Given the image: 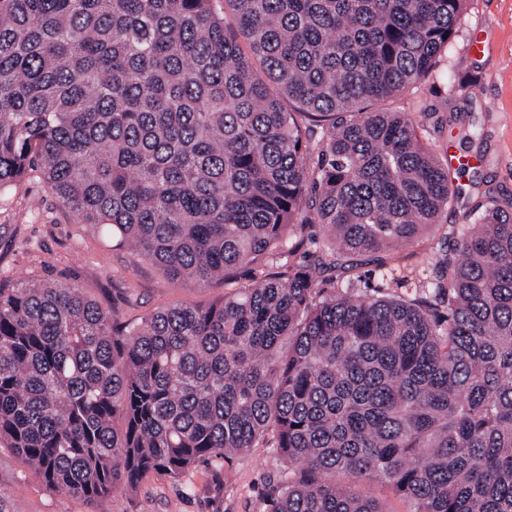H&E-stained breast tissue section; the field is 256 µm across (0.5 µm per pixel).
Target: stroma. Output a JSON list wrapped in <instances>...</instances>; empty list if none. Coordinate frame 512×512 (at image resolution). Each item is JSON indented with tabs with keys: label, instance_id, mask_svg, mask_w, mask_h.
<instances>
[{
	"label": "stroma",
	"instance_id": "35a3bbf8",
	"mask_svg": "<svg viewBox=\"0 0 512 512\" xmlns=\"http://www.w3.org/2000/svg\"><path fill=\"white\" fill-rule=\"evenodd\" d=\"M476 39L483 43L478 54L468 50ZM457 81L476 83L478 96L452 91ZM390 106L433 113L424 142L438 155L453 151L468 158L461 179L467 195L420 238L362 257L343 274V282L360 295L387 283L412 291L429 271L430 244L451 240L487 188L512 197V0H469L438 66ZM473 129L480 131L479 140L466 139ZM21 277L78 284L125 321L170 306L215 302L235 289L231 282L174 283L150 262L109 247L105 233L79 223L35 169L0 190V280ZM284 466L274 449L259 446L219 463H197L177 478L151 473L135 487L91 503L49 489L11 449L0 447V507L5 512H267L269 491Z\"/></svg>",
	"mask_w": 512,
	"mask_h": 512
}]
</instances>
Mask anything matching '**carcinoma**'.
<instances>
[{
    "mask_svg": "<svg viewBox=\"0 0 512 512\" xmlns=\"http://www.w3.org/2000/svg\"><path fill=\"white\" fill-rule=\"evenodd\" d=\"M212 2L0 0V188L38 168L172 282L259 272L122 330L76 284H0V445L87 501L261 444L288 463L267 512H383L341 473L512 512V201L431 246L411 297L326 276L458 198L430 114L378 104L468 0H224L232 26ZM316 224L309 263L282 261Z\"/></svg>",
    "mask_w": 512,
    "mask_h": 512,
    "instance_id": "carcinoma-1",
    "label": "carcinoma"
}]
</instances>
